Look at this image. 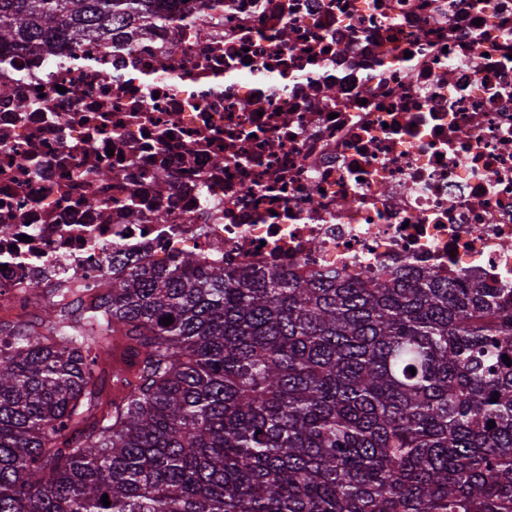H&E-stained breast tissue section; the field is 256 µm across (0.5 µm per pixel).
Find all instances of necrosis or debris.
I'll return each instance as SVG.
<instances>
[{
  "label": "necrosis or debris",
  "instance_id": "obj_1",
  "mask_svg": "<svg viewBox=\"0 0 512 512\" xmlns=\"http://www.w3.org/2000/svg\"><path fill=\"white\" fill-rule=\"evenodd\" d=\"M0 85V312L116 255L512 288V0H176Z\"/></svg>",
  "mask_w": 512,
  "mask_h": 512
}]
</instances>
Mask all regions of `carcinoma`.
<instances>
[{
	"label": "carcinoma",
	"instance_id": "carcinoma-1",
	"mask_svg": "<svg viewBox=\"0 0 512 512\" xmlns=\"http://www.w3.org/2000/svg\"><path fill=\"white\" fill-rule=\"evenodd\" d=\"M172 2L0 0V45L77 46ZM112 263L46 331L0 323V512H512L511 288ZM116 336L138 369L112 367L98 419Z\"/></svg>",
	"mask_w": 512,
	"mask_h": 512
}]
</instances>
